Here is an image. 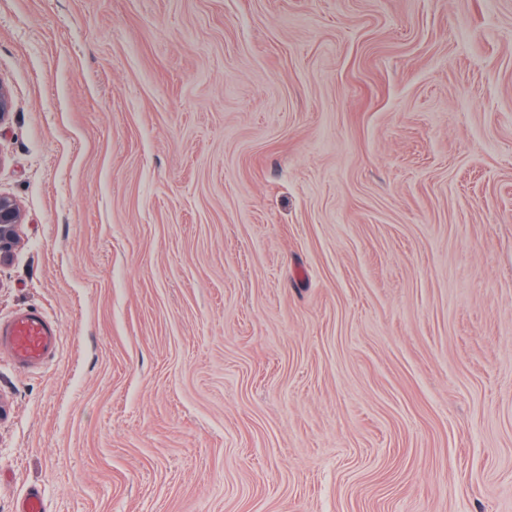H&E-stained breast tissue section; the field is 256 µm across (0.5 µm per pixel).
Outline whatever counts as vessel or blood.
Here are the masks:
<instances>
[{
	"label": "vessel or blood",
	"instance_id": "obj_1",
	"mask_svg": "<svg viewBox=\"0 0 512 512\" xmlns=\"http://www.w3.org/2000/svg\"><path fill=\"white\" fill-rule=\"evenodd\" d=\"M58 331L53 320L38 310H25L0 324V349L20 368H34L55 355Z\"/></svg>",
	"mask_w": 512,
	"mask_h": 512
}]
</instances>
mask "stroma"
<instances>
[{"label":"stroma","instance_id":"1","mask_svg":"<svg viewBox=\"0 0 512 512\" xmlns=\"http://www.w3.org/2000/svg\"><path fill=\"white\" fill-rule=\"evenodd\" d=\"M0 512H512V0H0ZM21 222L22 215L17 202L0 195V263L11 255ZM56 324L39 310H25L0 324V351L6 350L19 368H34L55 355Z\"/></svg>","mask_w":512,"mask_h":512}]
</instances>
